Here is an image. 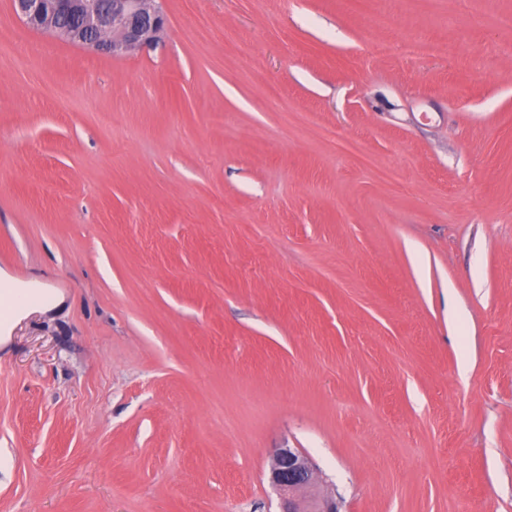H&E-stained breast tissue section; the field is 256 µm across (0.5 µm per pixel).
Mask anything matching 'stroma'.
Masks as SVG:
<instances>
[{
    "mask_svg": "<svg viewBox=\"0 0 512 512\" xmlns=\"http://www.w3.org/2000/svg\"><path fill=\"white\" fill-rule=\"evenodd\" d=\"M162 6L112 57L0 0V271L65 297L0 512H279L283 446L339 512H512V0Z\"/></svg>",
    "mask_w": 512,
    "mask_h": 512,
    "instance_id": "1",
    "label": "stroma"
}]
</instances>
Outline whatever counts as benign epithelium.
<instances>
[{"label":"benign epithelium","mask_w":512,"mask_h":512,"mask_svg":"<svg viewBox=\"0 0 512 512\" xmlns=\"http://www.w3.org/2000/svg\"><path fill=\"white\" fill-rule=\"evenodd\" d=\"M29 27L61 33L94 51L121 55L153 45L166 24L157 0H12ZM311 460L295 448L271 454L270 483L284 496L281 512H338L336 501L306 502L295 493L314 483Z\"/></svg>","instance_id":"obj_1"}]
</instances>
